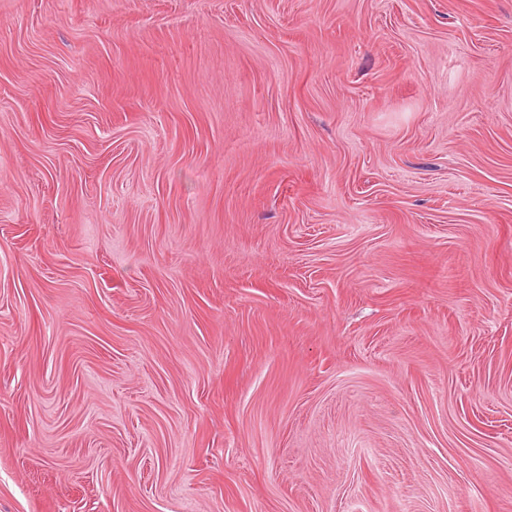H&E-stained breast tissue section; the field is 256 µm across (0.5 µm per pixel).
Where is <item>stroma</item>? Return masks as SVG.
I'll return each mask as SVG.
<instances>
[{
    "label": "stroma",
    "instance_id": "stroma-1",
    "mask_svg": "<svg viewBox=\"0 0 512 512\" xmlns=\"http://www.w3.org/2000/svg\"><path fill=\"white\" fill-rule=\"evenodd\" d=\"M0 512H512V0H0Z\"/></svg>",
    "mask_w": 512,
    "mask_h": 512
}]
</instances>
